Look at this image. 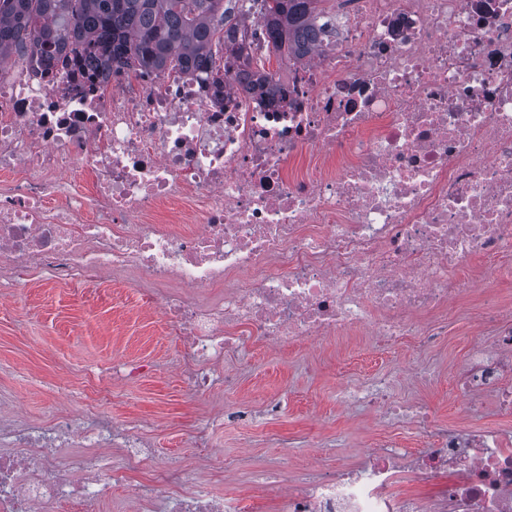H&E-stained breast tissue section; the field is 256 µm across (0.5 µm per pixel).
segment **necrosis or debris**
Here are the masks:
<instances>
[{
	"label": "necrosis or debris",
	"instance_id": "1",
	"mask_svg": "<svg viewBox=\"0 0 512 512\" xmlns=\"http://www.w3.org/2000/svg\"><path fill=\"white\" fill-rule=\"evenodd\" d=\"M269 99L232 70L134 71L89 58L0 67V272L81 284L123 268L183 339L203 397L206 362L367 332L415 350L468 308L478 334L457 372L467 404L512 412V0H336ZM180 205L178 232L157 220ZM220 286L219 301L161 297ZM232 385V377L222 379ZM347 400L427 420L382 381ZM78 438L81 481L58 453ZM123 456L113 459L112 444ZM142 440L97 410L0 427V512H99L130 483L128 512H244L193 471L146 468ZM413 462L430 497L394 487ZM278 512H512V445L439 427L411 455L385 436L354 472L282 480Z\"/></svg>",
	"mask_w": 512,
	"mask_h": 512
}]
</instances>
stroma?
<instances>
[{"mask_svg": "<svg viewBox=\"0 0 512 512\" xmlns=\"http://www.w3.org/2000/svg\"><path fill=\"white\" fill-rule=\"evenodd\" d=\"M141 286L129 272L85 286L37 278L18 300L0 277V399L18 404L1 410L0 422L9 425L19 417L49 425L62 408L78 417L92 407L105 410L133 428L167 468H197L214 495L249 493L255 470L265 469L263 512H276L281 468L308 480L316 475L312 458L331 468H353L364 461L373 438H416V429L382 423L341 402L342 390L371 376H387L396 398L428 405L437 424L489 426L512 439V414H501L493 399L474 410L451 392L452 373L471 335L464 317L452 318L442 346L413 359L381 352L353 357L354 349L367 344L364 336L231 355L214 369L232 374L234 386L198 398L182 370L183 344L168 334L164 316L142 300ZM118 360L148 362L152 370L125 385L120 397L98 394L91 368ZM417 371L425 377L409 387ZM240 405L250 408L249 419L228 421L227 412ZM206 420L212 423L210 450L235 464L220 478L203 467L192 439Z\"/></svg>", "mask_w": 512, "mask_h": 512, "instance_id": "1", "label": "stroma"}]
</instances>
